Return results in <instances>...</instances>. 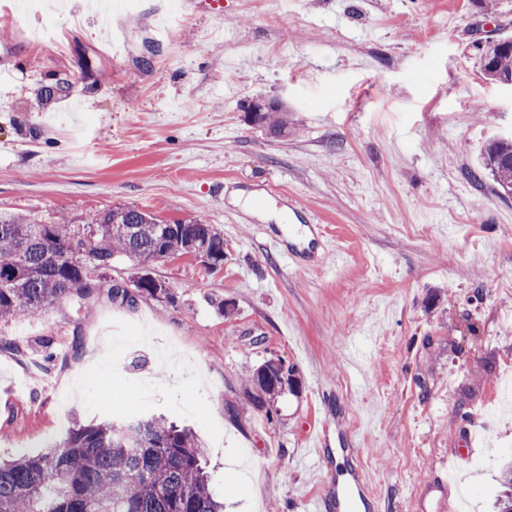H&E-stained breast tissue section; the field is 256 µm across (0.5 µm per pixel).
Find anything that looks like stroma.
<instances>
[{"mask_svg": "<svg viewBox=\"0 0 512 512\" xmlns=\"http://www.w3.org/2000/svg\"><path fill=\"white\" fill-rule=\"evenodd\" d=\"M80 2L0 0V210L194 218L223 235L224 262L150 263L166 291L129 305L108 293L135 275L117 260L90 297L0 321L26 350H0V459L76 421L162 413L201 438L224 512H309L356 464L372 512L425 497L493 512L512 455V411L495 408L512 377V196L470 173L512 134V84L476 59L512 38V0H200L166 19L131 0L113 37ZM256 96L287 111L286 134L245 120ZM292 199L324 228L317 268L266 248ZM272 358L298 386L265 413L243 380ZM330 408L358 458L301 460Z\"/></svg>", "mask_w": 512, "mask_h": 512, "instance_id": "obj_1", "label": "stroma"}]
</instances>
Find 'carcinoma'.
<instances>
[{"mask_svg":"<svg viewBox=\"0 0 512 512\" xmlns=\"http://www.w3.org/2000/svg\"><path fill=\"white\" fill-rule=\"evenodd\" d=\"M485 75L512 82V41L484 46ZM256 124L281 135L288 128L282 108ZM492 177L512 195V140L487 141L471 172L476 182ZM224 261V237L195 219L171 224L135 206L96 213L81 224L67 217L42 221L0 211V319L35 314L72 295L97 288L92 275L117 258L141 269L186 254ZM293 369L268 360L247 378V401L256 410L293 387ZM202 443L162 416L77 424L66 436L33 455L0 463V512H224L202 466ZM504 494L498 512H512V460L501 469Z\"/></svg>","mask_w":512,"mask_h":512,"instance_id":"obj_1","label":"carcinoma"}]
</instances>
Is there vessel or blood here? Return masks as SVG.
I'll use <instances>...</instances> for the list:
<instances>
[{
  "label": "vessel or blood",
  "instance_id": "1",
  "mask_svg": "<svg viewBox=\"0 0 512 512\" xmlns=\"http://www.w3.org/2000/svg\"><path fill=\"white\" fill-rule=\"evenodd\" d=\"M291 224L282 227L276 236L271 237L269 247L284 259L289 266L306 265L318 252L322 231L320 225L309 223L302 206L289 202ZM339 443V450H332V443ZM352 442L345 436L331 438L329 421H322L319 430L311 439V451L323 457L338 452L339 455H352ZM369 497L364 485V477L359 470H352L342 483H325L323 490L312 503V512H366Z\"/></svg>",
  "mask_w": 512,
  "mask_h": 512
}]
</instances>
